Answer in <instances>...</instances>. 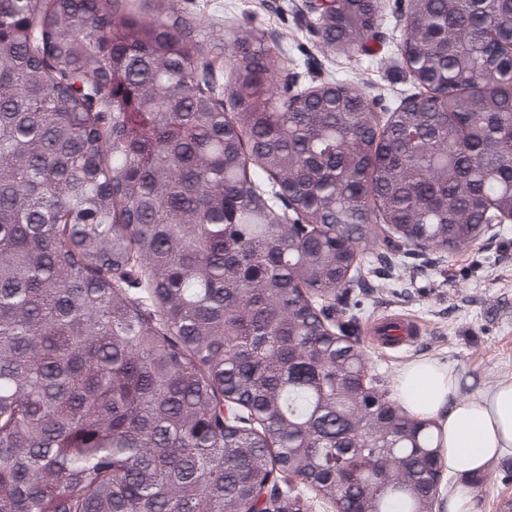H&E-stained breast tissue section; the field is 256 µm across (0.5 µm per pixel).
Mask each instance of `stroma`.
<instances>
[{
    "label": "stroma",
    "instance_id": "obj_1",
    "mask_svg": "<svg viewBox=\"0 0 512 512\" xmlns=\"http://www.w3.org/2000/svg\"><path fill=\"white\" fill-rule=\"evenodd\" d=\"M408 0H382L373 56L332 53L311 27L309 0H178L182 16L196 25L215 71L227 62L224 39L237 26L263 30L276 44L275 62L287 65L296 85L338 79L363 91L373 109L387 114L415 93L400 68L403 16ZM362 293L351 294L362 323L395 313L417 319L420 338L400 350L363 348L371 373L396 379L412 360L449 365L456 377L454 401L465 402L512 382V223L496 228L492 239L460 252L424 251L395 264L385 276H367ZM487 466L479 512H500L512 500V479L503 459Z\"/></svg>",
    "mask_w": 512,
    "mask_h": 512
}]
</instances>
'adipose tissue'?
Wrapping results in <instances>:
<instances>
[{"instance_id": "obj_1", "label": "adipose tissue", "mask_w": 512, "mask_h": 512, "mask_svg": "<svg viewBox=\"0 0 512 512\" xmlns=\"http://www.w3.org/2000/svg\"><path fill=\"white\" fill-rule=\"evenodd\" d=\"M455 387L447 365L421 359L399 373L395 397L407 413L435 421L440 456L448 470L475 473L512 447V383L459 404L452 401Z\"/></svg>"}]
</instances>
